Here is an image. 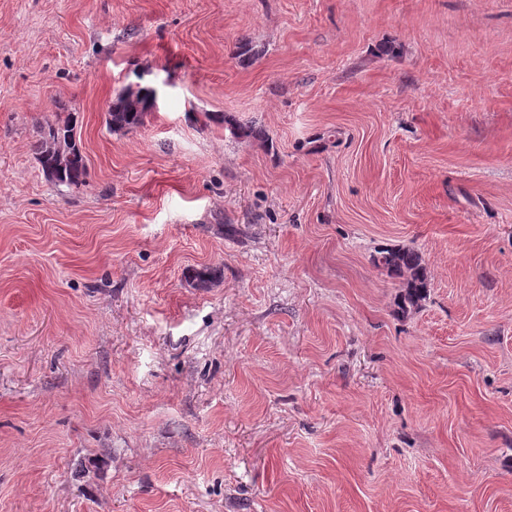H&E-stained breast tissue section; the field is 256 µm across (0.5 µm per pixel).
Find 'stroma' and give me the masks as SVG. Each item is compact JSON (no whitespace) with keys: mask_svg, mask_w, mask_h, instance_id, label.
Returning a JSON list of instances; mask_svg holds the SVG:
<instances>
[{"mask_svg":"<svg viewBox=\"0 0 512 512\" xmlns=\"http://www.w3.org/2000/svg\"><path fill=\"white\" fill-rule=\"evenodd\" d=\"M0 512H512V0H0ZM154 92L152 85H138L136 90L126 88L120 92L107 112L109 129L128 132L143 126ZM73 117L46 121L34 145L35 158L45 176L57 186H78L87 182V158L77 143ZM373 261L403 280L404 293L397 302L402 313L419 308L429 288L428 272L420 254L405 247L380 248Z\"/></svg>","mask_w":512,"mask_h":512,"instance_id":"obj_1","label":"stroma"}]
</instances>
